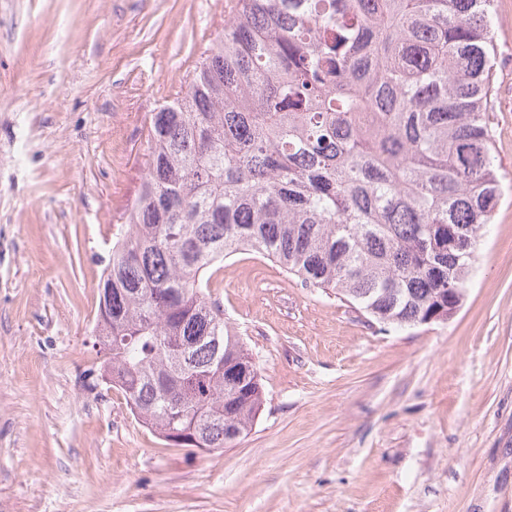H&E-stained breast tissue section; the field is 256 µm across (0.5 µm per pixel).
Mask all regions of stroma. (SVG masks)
I'll return each mask as SVG.
<instances>
[{
	"mask_svg": "<svg viewBox=\"0 0 512 512\" xmlns=\"http://www.w3.org/2000/svg\"><path fill=\"white\" fill-rule=\"evenodd\" d=\"M236 0H0V512H512V0H497L500 201L453 318L393 329L243 251L210 297L264 409L165 445L91 385L98 282L148 119Z\"/></svg>",
	"mask_w": 512,
	"mask_h": 512,
	"instance_id": "35a3bbf8",
	"label": "stroma"
}]
</instances>
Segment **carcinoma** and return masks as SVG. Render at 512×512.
Masks as SVG:
<instances>
[{
	"mask_svg": "<svg viewBox=\"0 0 512 512\" xmlns=\"http://www.w3.org/2000/svg\"><path fill=\"white\" fill-rule=\"evenodd\" d=\"M495 0H238L151 114L142 190L104 269L98 378L162 439L227 448L262 405L207 299L253 251L396 329L448 314L498 205Z\"/></svg>",
	"mask_w": 512,
	"mask_h": 512,
	"instance_id": "cac0c4a2",
	"label": "carcinoma"
}]
</instances>
